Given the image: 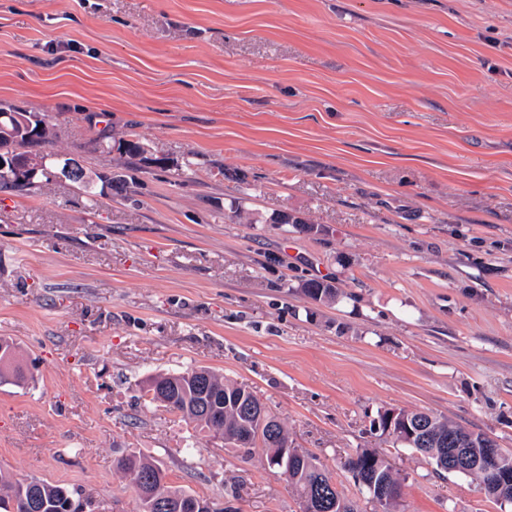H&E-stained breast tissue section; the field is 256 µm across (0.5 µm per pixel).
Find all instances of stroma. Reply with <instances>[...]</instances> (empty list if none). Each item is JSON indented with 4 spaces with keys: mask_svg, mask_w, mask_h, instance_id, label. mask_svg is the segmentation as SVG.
I'll list each match as a JSON object with an SVG mask.
<instances>
[{
    "mask_svg": "<svg viewBox=\"0 0 512 512\" xmlns=\"http://www.w3.org/2000/svg\"><path fill=\"white\" fill-rule=\"evenodd\" d=\"M0 104L124 182L0 189V337L27 366L1 471L132 512L133 452L216 507L301 512L262 449L148 403V376L205 366L361 512L359 448L405 512H499L370 425L426 411L512 451V0H0ZM301 288L305 296L316 302H333L340 296L338 288L325 281L309 280ZM343 467L359 491L375 502L380 512L400 510L402 481L388 462L376 451L359 448Z\"/></svg>",
    "mask_w": 512,
    "mask_h": 512,
    "instance_id": "35a3bbf8",
    "label": "stroma"
}]
</instances>
